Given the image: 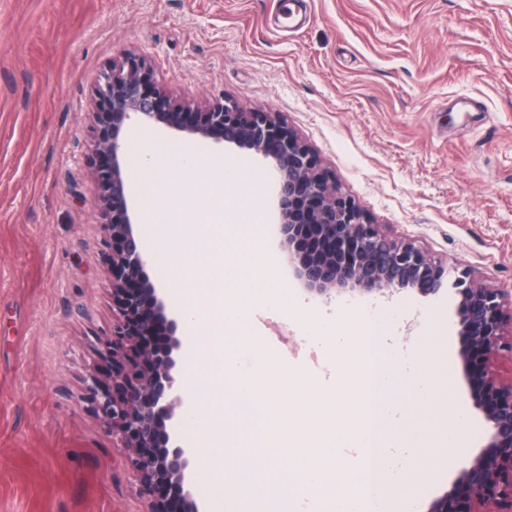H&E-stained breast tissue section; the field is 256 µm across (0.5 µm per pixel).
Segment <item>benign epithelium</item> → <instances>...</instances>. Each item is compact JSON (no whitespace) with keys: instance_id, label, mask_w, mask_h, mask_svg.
I'll list each match as a JSON object with an SVG mask.
<instances>
[{"instance_id":"obj_1","label":"benign epithelium","mask_w":512,"mask_h":512,"mask_svg":"<svg viewBox=\"0 0 512 512\" xmlns=\"http://www.w3.org/2000/svg\"><path fill=\"white\" fill-rule=\"evenodd\" d=\"M93 156L95 185L106 219L107 261L118 321L99 353L112 358V379L93 371L85 388L96 416L125 449L149 497L148 512H198L186 485L195 453L176 438V409L183 404L175 352L178 325L166 316V303L146 278L144 252L129 210L125 135L135 122L162 127L197 142L245 148L270 165L280 223L288 252L298 261L297 276L309 291L328 294L349 288L365 295L414 289L438 293L445 268L411 240L387 237L322 167L277 112L245 110L226 99L198 106L180 102L154 77L148 60L134 52L102 74L96 87ZM460 297L462 366L478 390L475 407L490 423L482 451L461 460L451 493L434 498L427 512H512V363L505 382L488 369L491 357L512 355V323L506 294L476 285L469 274L455 280ZM168 327L164 348L155 346L156 326Z\"/></svg>"}]
</instances>
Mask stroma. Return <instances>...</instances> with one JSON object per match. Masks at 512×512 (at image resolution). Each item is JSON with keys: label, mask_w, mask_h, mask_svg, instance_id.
Returning <instances> with one entry per match:
<instances>
[{"label": "stroma", "mask_w": 512, "mask_h": 512, "mask_svg": "<svg viewBox=\"0 0 512 512\" xmlns=\"http://www.w3.org/2000/svg\"><path fill=\"white\" fill-rule=\"evenodd\" d=\"M294 2L295 31L278 32L284 0H0V512H147L83 385L88 371L110 373L98 347L117 321L93 93L126 49L151 60L174 98L281 113L384 232L415 242L449 277L466 270L512 290V0ZM148 145L192 151L228 176L240 161L263 174L276 296L249 308L257 351L229 322L224 343L240 372L259 355L278 367L290 415L310 420L348 380L356 320L383 322L398 361L382 449L390 491L401 512H426L489 430L459 360L455 289L308 291L288 259L266 160L133 125L128 155ZM166 268L160 254L145 273L178 322L175 375L188 398L178 441L198 454L188 489L200 512H261L194 421L208 391L201 338Z\"/></svg>", "instance_id": "obj_1"}]
</instances>
